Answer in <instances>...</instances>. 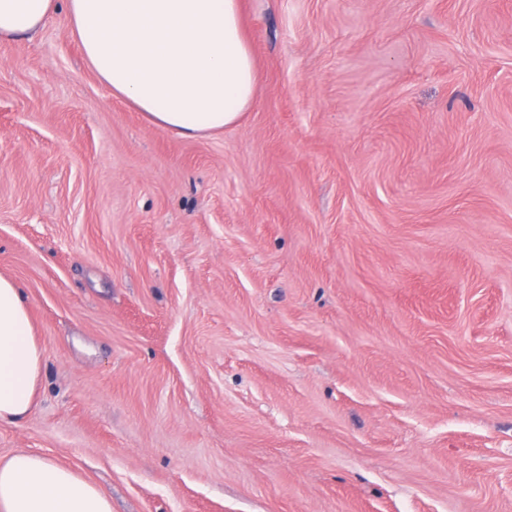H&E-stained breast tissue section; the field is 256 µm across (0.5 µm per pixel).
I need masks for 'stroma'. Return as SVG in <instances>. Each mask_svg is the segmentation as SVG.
<instances>
[{"label": "stroma", "instance_id": "35a3bbf8", "mask_svg": "<svg viewBox=\"0 0 512 512\" xmlns=\"http://www.w3.org/2000/svg\"><path fill=\"white\" fill-rule=\"evenodd\" d=\"M252 107L149 125L67 13L0 47V458L112 512H512V0H243ZM43 352L21 288L0 276V422L33 408Z\"/></svg>", "mask_w": 512, "mask_h": 512}]
</instances>
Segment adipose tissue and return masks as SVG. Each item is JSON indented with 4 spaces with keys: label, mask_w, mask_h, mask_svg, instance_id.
Returning a JSON list of instances; mask_svg holds the SVG:
<instances>
[{
    "label": "adipose tissue",
    "mask_w": 512,
    "mask_h": 512,
    "mask_svg": "<svg viewBox=\"0 0 512 512\" xmlns=\"http://www.w3.org/2000/svg\"><path fill=\"white\" fill-rule=\"evenodd\" d=\"M90 68L152 125L207 138L255 97L240 0H0V45L37 33L59 7ZM43 352L19 286L0 276V422L33 408ZM0 512H112L71 468L34 452L0 459Z\"/></svg>",
    "instance_id": "ef3b65f1"
}]
</instances>
